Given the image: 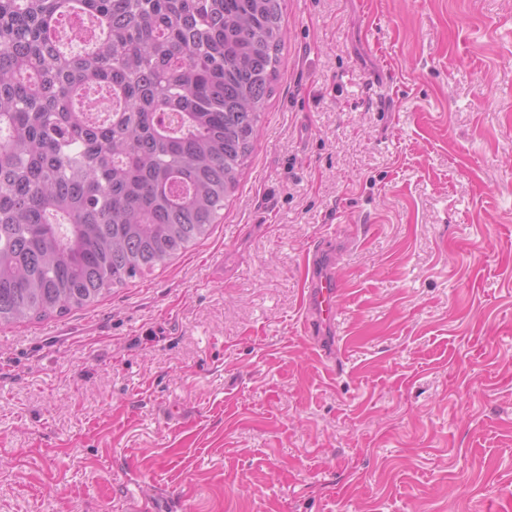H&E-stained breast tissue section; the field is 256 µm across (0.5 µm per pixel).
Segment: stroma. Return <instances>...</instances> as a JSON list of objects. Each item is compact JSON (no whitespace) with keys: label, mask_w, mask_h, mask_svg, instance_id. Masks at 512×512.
I'll list each match as a JSON object with an SVG mask.
<instances>
[{"label":"stroma","mask_w":512,"mask_h":512,"mask_svg":"<svg viewBox=\"0 0 512 512\" xmlns=\"http://www.w3.org/2000/svg\"><path fill=\"white\" fill-rule=\"evenodd\" d=\"M222 223L0 326V512H512V0H286ZM359 224L336 347L306 249Z\"/></svg>","instance_id":"35a3bbf8"}]
</instances>
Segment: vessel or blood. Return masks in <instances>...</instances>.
Here are the masks:
<instances>
[{"label": "vessel or blood", "instance_id": "b4317fda", "mask_svg": "<svg viewBox=\"0 0 512 512\" xmlns=\"http://www.w3.org/2000/svg\"><path fill=\"white\" fill-rule=\"evenodd\" d=\"M354 238L330 235L314 242L305 253V277L301 295V330L316 339L318 349L328 361L336 359V344L328 333L336 329L341 290L336 266Z\"/></svg>", "mask_w": 512, "mask_h": 512}]
</instances>
